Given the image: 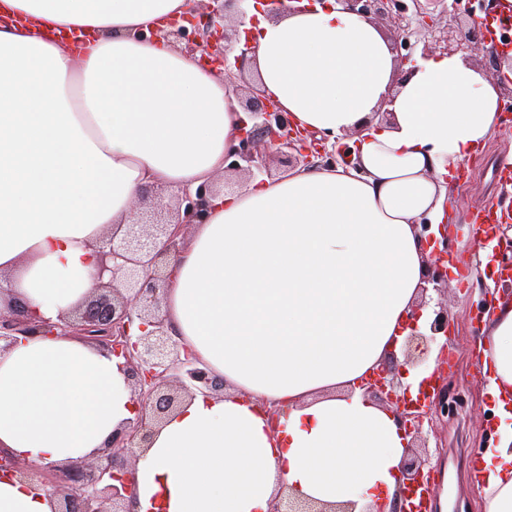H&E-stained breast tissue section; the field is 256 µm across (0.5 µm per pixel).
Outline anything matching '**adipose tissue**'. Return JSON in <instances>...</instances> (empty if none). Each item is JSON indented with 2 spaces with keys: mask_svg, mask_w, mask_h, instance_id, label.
<instances>
[{
  "mask_svg": "<svg viewBox=\"0 0 512 512\" xmlns=\"http://www.w3.org/2000/svg\"><path fill=\"white\" fill-rule=\"evenodd\" d=\"M185 7L0 0V275L44 317L91 293L92 246L142 186L196 188L238 142L235 89L140 36ZM251 32L256 88L298 128L354 134L358 166L249 182L194 225L164 310L228 390L187 400L140 452L135 512H272L289 493L349 512L392 503L406 441L361 382L411 332L416 224L446 222L453 170L497 124V82L458 54L397 78L379 27L336 0H284ZM477 351L500 428L475 483L483 512H512V301ZM122 364L74 336L0 352V447L41 465L96 456L134 416ZM52 509L39 484L0 481V512Z\"/></svg>",
  "mask_w": 512,
  "mask_h": 512,
  "instance_id": "1",
  "label": "adipose tissue"
}]
</instances>
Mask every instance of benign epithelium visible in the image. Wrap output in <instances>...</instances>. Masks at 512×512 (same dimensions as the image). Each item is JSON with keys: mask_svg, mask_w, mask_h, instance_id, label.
Wrapping results in <instances>:
<instances>
[{"mask_svg": "<svg viewBox=\"0 0 512 512\" xmlns=\"http://www.w3.org/2000/svg\"><path fill=\"white\" fill-rule=\"evenodd\" d=\"M495 0H336L342 9L368 20L387 19L393 23L400 48L406 54L400 64H417L410 37L423 32L420 59L439 53L460 54L469 62L476 49L483 48L485 60L499 83L501 97L512 104V55L489 45L477 24V13L490 10ZM247 18L246 0H187L181 20L172 19L150 31L156 40L182 43L187 54L199 53L217 65L225 78L242 83L240 97L247 119L240 120L238 146L225 156L224 171L254 176L267 170L271 158L283 156L293 166L303 168L349 165L352 148L346 134L329 143L326 136L295 128L277 104L263 94H256L247 76L245 63L253 58L254 45L241 34ZM216 189L208 182L195 190L180 188L170 195L168 215L149 212L131 204L127 225H117L103 234L95 245V288L89 297L58 322L46 320L20 296L14 295L7 308L0 309V352L35 337L80 336L125 360L127 380L135 397V418L114 432L93 462H74L46 466L38 472L24 468L12 453L0 449V479L16 478L37 482L49 489L53 512H132L134 464L137 451L150 447L162 424L182 403L197 393L214 395L224 391V378L211 371L189 347L172 340L171 327L162 311L167 277L160 267L175 259L190 226L205 223L210 200ZM426 218L420 224L421 242L433 246L428 260L427 283L440 292L448 288V234L437 239ZM429 324V333L411 326L404 352L412 356L435 340L449 335L448 307L439 303ZM448 366L437 359L433 383L426 401L406 403L398 377L403 369L382 368L366 382V393L395 412L397 422L411 437L402 465L406 487L428 481L427 462L416 455L424 424L448 414ZM273 512H339L318 506L292 495L276 504Z\"/></svg>", "mask_w": 512, "mask_h": 512, "instance_id": "7a95c632", "label": "benign epithelium"}]
</instances>
